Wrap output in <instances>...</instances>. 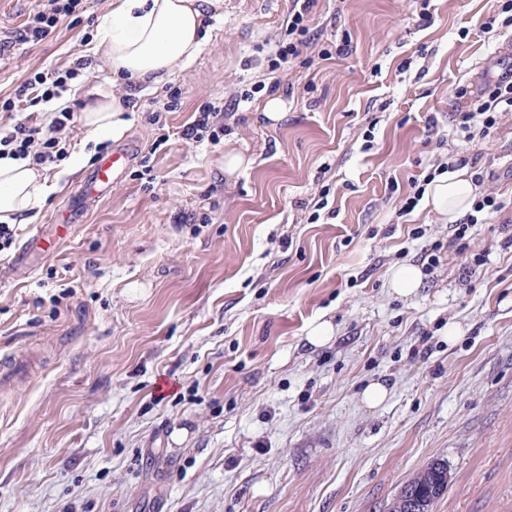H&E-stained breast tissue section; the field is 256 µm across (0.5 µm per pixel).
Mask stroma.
<instances>
[{"instance_id": "stroma-1", "label": "stroma", "mask_w": 512, "mask_h": 512, "mask_svg": "<svg viewBox=\"0 0 512 512\" xmlns=\"http://www.w3.org/2000/svg\"><path fill=\"white\" fill-rule=\"evenodd\" d=\"M39 3L0 0V41L14 44L0 97L78 63L66 105L91 81L130 91L134 109L103 144L75 126L86 165L63 178L47 166L58 190L0 251V358L31 361L0 385V512H389L435 459L448 489L433 512H512V112L470 143L452 122L455 87L480 92L512 66V28L483 27L499 0H430L424 25L413 0H317L325 36L313 66L290 71L273 125L261 106L289 0H224L195 63L145 92L93 54L110 0L21 42ZM343 40L347 54L318 59ZM173 89L157 129L148 110ZM234 101L219 144L182 139L200 106ZM123 144L132 156L107 195L17 262L103 148ZM228 147L250 168L224 175ZM464 156L506 207L456 241L425 205L401 207ZM408 263L422 282L403 297L389 280ZM322 315L336 334L309 345ZM375 381L389 396L372 408Z\"/></svg>"}]
</instances>
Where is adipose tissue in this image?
Here are the masks:
<instances>
[{
  "mask_svg": "<svg viewBox=\"0 0 512 512\" xmlns=\"http://www.w3.org/2000/svg\"><path fill=\"white\" fill-rule=\"evenodd\" d=\"M224 17V0H112L97 23L95 52L127 79L153 88L170 81L202 53L207 23ZM82 122L94 138H117L133 106L128 94L104 95L89 86ZM58 188L28 159L0 157V222L15 223ZM480 187L468 167L435 176L424 192L432 212L455 221L469 211Z\"/></svg>",
  "mask_w": 512,
  "mask_h": 512,
  "instance_id": "adipose-tissue-1",
  "label": "adipose tissue"
}]
</instances>
